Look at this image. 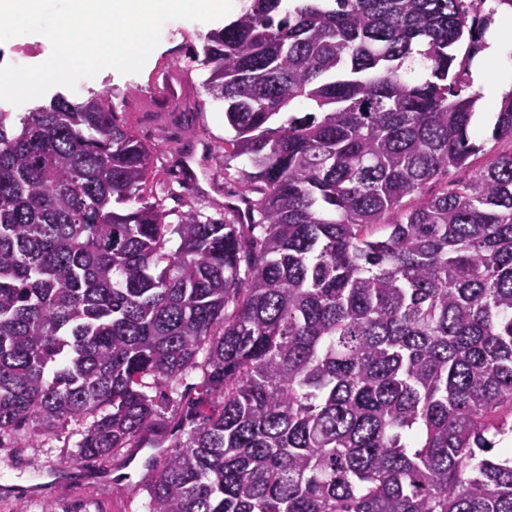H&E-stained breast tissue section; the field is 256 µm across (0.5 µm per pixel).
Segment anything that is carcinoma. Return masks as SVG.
I'll list each match as a JSON object with an SVG mask.
<instances>
[{"instance_id":"carcinoma-1","label":"carcinoma","mask_w":512,"mask_h":512,"mask_svg":"<svg viewBox=\"0 0 512 512\" xmlns=\"http://www.w3.org/2000/svg\"><path fill=\"white\" fill-rule=\"evenodd\" d=\"M495 12L246 0L195 57L248 165L221 218L166 221L97 96L0 112V447L169 446L142 512H512V152L404 202L482 150L455 47Z\"/></svg>"}]
</instances>
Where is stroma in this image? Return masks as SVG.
<instances>
[{"mask_svg": "<svg viewBox=\"0 0 512 512\" xmlns=\"http://www.w3.org/2000/svg\"><path fill=\"white\" fill-rule=\"evenodd\" d=\"M222 26L219 20L168 21L139 73L107 68L95 78L81 80L71 92L82 99L98 94L120 123L150 147L148 190L175 212L184 211L186 201L194 200L201 203L204 214H215L225 191L243 186L244 159L224 160V138L230 133L224 103L204 87L203 70L188 63L202 36ZM494 121V111L477 102L473 129L482 151L471 157L469 168L429 181L424 194L465 181L473 170L512 150V141L492 139ZM77 439L73 429L37 436L26 426L6 439L0 447V512H141L144 495L134 484L144 474L151 449H142L132 462L120 452L77 468H62V457Z\"/></svg>", "mask_w": 512, "mask_h": 512, "instance_id": "1", "label": "stroma"}]
</instances>
